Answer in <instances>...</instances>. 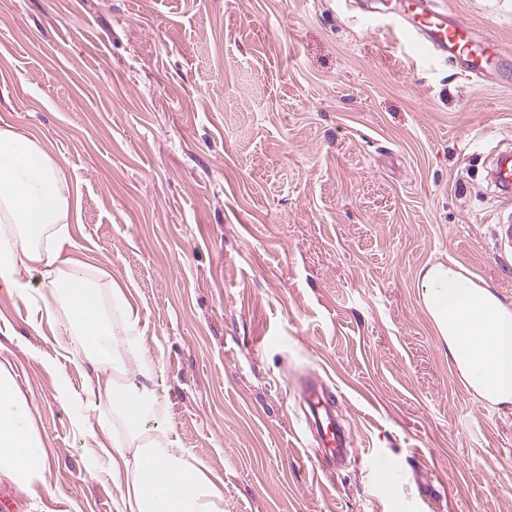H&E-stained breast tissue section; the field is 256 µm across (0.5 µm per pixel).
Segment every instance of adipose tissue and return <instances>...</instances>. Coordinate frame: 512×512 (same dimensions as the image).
Instances as JSON below:
<instances>
[{
	"label": "adipose tissue",
	"instance_id": "adipose-tissue-1",
	"mask_svg": "<svg viewBox=\"0 0 512 512\" xmlns=\"http://www.w3.org/2000/svg\"><path fill=\"white\" fill-rule=\"evenodd\" d=\"M78 193L52 150L0 126V284L36 299L40 317L72 338L69 362L87 367L81 425L111 435L107 454L122 487L123 512H224L223 481L180 446L159 415L157 365L143 347L138 310L96 267L66 256ZM423 300L460 373L482 395L512 401V311L457 264L430 266ZM48 453L33 410L0 363V475L25 489L45 482Z\"/></svg>",
	"mask_w": 512,
	"mask_h": 512
}]
</instances>
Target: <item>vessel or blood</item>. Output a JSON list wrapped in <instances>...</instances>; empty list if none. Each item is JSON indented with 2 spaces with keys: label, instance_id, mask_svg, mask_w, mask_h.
I'll list each match as a JSON object with an SVG mask.
<instances>
[{
  "label": "vessel or blood",
  "instance_id": "vessel-or-blood-1",
  "mask_svg": "<svg viewBox=\"0 0 512 512\" xmlns=\"http://www.w3.org/2000/svg\"><path fill=\"white\" fill-rule=\"evenodd\" d=\"M390 26L403 43L424 54L465 59L467 72L474 76L504 58L496 42L480 37L471 26L449 16L436 0H401L399 10L390 17ZM302 395L308 407L306 421L313 428L323 457L331 460L340 457L345 443L333 413V394L313 377L304 382Z\"/></svg>",
  "mask_w": 512,
  "mask_h": 512
}]
</instances>
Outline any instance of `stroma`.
<instances>
[{
	"label": "stroma",
	"mask_w": 512,
	"mask_h": 512,
	"mask_svg": "<svg viewBox=\"0 0 512 512\" xmlns=\"http://www.w3.org/2000/svg\"><path fill=\"white\" fill-rule=\"evenodd\" d=\"M512 47V0H439ZM394 0H0V125L79 192L71 257L139 308L159 411L224 482V512H512V403L448 361L418 273L457 263L512 310L489 178L512 150V59L486 79L403 45ZM0 286V362L33 404L45 484L15 512H120L80 441L57 325ZM337 396L317 457L299 381ZM393 461L398 484L370 468ZM438 495L427 502L419 481Z\"/></svg>",
	"instance_id": "stroma-1"
}]
</instances>
